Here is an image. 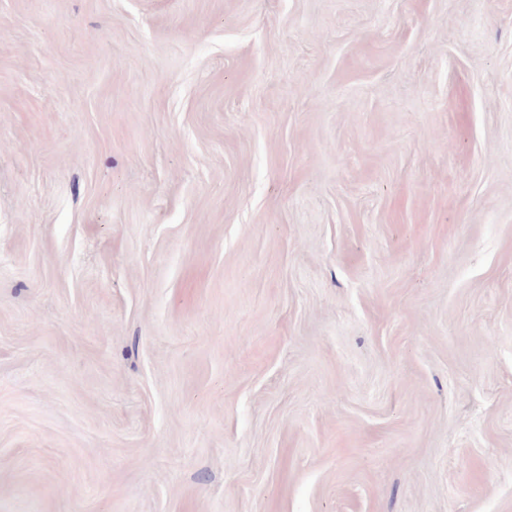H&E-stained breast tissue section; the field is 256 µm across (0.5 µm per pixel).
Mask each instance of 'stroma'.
Listing matches in <instances>:
<instances>
[{"instance_id":"1","label":"stroma","mask_w":512,"mask_h":512,"mask_svg":"<svg viewBox=\"0 0 512 512\" xmlns=\"http://www.w3.org/2000/svg\"><path fill=\"white\" fill-rule=\"evenodd\" d=\"M0 512H512V0H0Z\"/></svg>"}]
</instances>
